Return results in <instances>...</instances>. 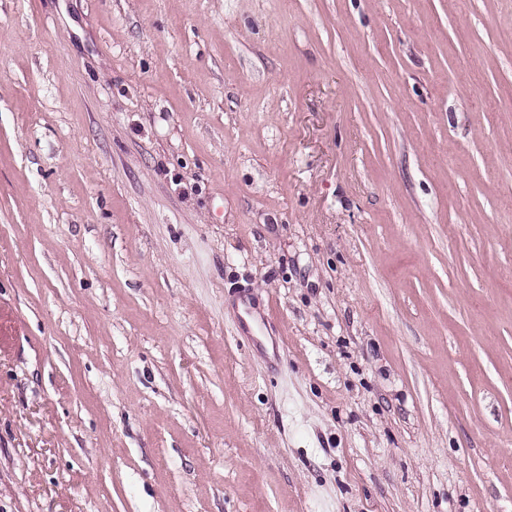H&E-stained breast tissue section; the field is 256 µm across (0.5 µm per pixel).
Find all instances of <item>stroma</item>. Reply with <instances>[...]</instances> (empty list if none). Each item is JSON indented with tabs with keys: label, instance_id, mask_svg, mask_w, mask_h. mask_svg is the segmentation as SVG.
I'll list each match as a JSON object with an SVG mask.
<instances>
[{
	"label": "stroma",
	"instance_id": "stroma-1",
	"mask_svg": "<svg viewBox=\"0 0 512 512\" xmlns=\"http://www.w3.org/2000/svg\"><path fill=\"white\" fill-rule=\"evenodd\" d=\"M0 512H512V0H0Z\"/></svg>",
	"mask_w": 512,
	"mask_h": 512
}]
</instances>
